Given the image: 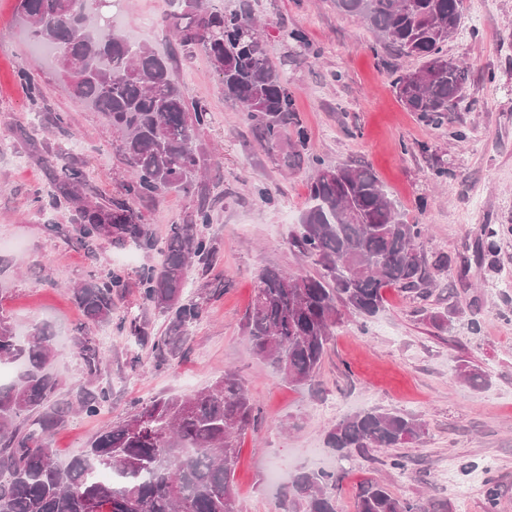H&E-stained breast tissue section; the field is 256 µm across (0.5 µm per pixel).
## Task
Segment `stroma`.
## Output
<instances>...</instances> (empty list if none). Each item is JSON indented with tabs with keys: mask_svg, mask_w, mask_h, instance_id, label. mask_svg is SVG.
I'll list each match as a JSON object with an SVG mask.
<instances>
[{
	"mask_svg": "<svg viewBox=\"0 0 512 512\" xmlns=\"http://www.w3.org/2000/svg\"><path fill=\"white\" fill-rule=\"evenodd\" d=\"M260 18L270 59L294 100V118L309 133L307 146L285 135L262 145L201 50L182 51L161 25L170 0H123L125 27H140L139 43L169 55L189 100L207 107L210 123L194 146L218 159L202 188L171 191L134 206L153 241L139 246L102 239L76 240V205L53 199L55 172L46 156L66 152L69 167L86 179L85 201L119 196L126 165L101 113L71 96L53 62L36 50L17 13V0H0V314L17 334L46 323L56 332L53 368L60 398L82 387L109 390L93 416L73 415L52 438L60 464L79 456L89 440L109 430L143 401L190 395L234 370L259 406L257 423L240 438L235 492L240 512H279L284 486L298 472L328 464L341 481L338 512H355L354 496L368 481L398 497L433 501L435 512H485L487 482L499 490L497 512H512V0H466L450 58L470 72L465 107L441 125L421 119L399 101L390 68L418 69L395 59L373 33L338 12L332 0H247ZM301 29L310 54L295 56L283 29ZM28 68L43 90L32 97L17 77ZM465 138H458V131ZM330 166L373 168L402 219L423 224L427 256L448 258L427 299L389 289L372 318L342 310L315 386H295L257 358L245 331V313L261 271L315 274L288 247L309 206L310 159ZM295 164L285 167L284 157ZM448 171L436 178L437 168ZM212 215L218 247L209 272L192 268L186 296L203 302L186 355L156 365L151 337L164 335L163 316L139 297V273L157 265L171 225L199 204ZM498 232L487 253L480 229ZM124 272L111 325L86 323L72 287ZM447 313L450 330L428 322ZM137 321L148 340L129 332ZM91 337L103 358L88 378L74 340ZM482 372L487 385L460 379L461 366ZM377 407L421 419L425 434L398 452L371 449L337 460L326 432L346 415ZM408 461L391 468L392 455Z\"/></svg>",
	"mask_w": 512,
	"mask_h": 512,
	"instance_id": "stroma-1",
	"label": "stroma"
}]
</instances>
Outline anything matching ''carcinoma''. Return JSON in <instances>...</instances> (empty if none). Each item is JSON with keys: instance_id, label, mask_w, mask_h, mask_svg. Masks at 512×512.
I'll return each mask as SVG.
<instances>
[{"instance_id": "1", "label": "carcinoma", "mask_w": 512, "mask_h": 512, "mask_svg": "<svg viewBox=\"0 0 512 512\" xmlns=\"http://www.w3.org/2000/svg\"><path fill=\"white\" fill-rule=\"evenodd\" d=\"M336 10L372 29L399 57L421 62L416 80L391 71L392 84L411 112L439 124L465 97L469 71L448 63L444 46L458 31L461 0H334ZM32 40L57 52L56 63L76 102L105 114L128 167L122 196L81 209L75 233L83 242H147L132 203L186 191L201 183L205 159L195 131L210 112L191 102L164 57L133 44L106 16L90 25L76 0H18ZM178 45L203 50L221 77L224 97L243 108L258 138L274 146L286 133L293 103L277 67L268 58L257 21L243 4L233 11L209 0H177L164 18ZM54 191L71 199L81 174L58 156ZM311 206L288 246L320 267L316 276L267 268L246 313L254 353L296 385L315 380L332 329L347 308L368 319L395 288L409 297L430 292L435 272L420 249L423 224L400 219L382 182L368 166L332 168L311 161ZM211 214L200 205L185 224H173L160 266L140 274L142 302L167 320L166 335L153 343L156 362L171 363L186 352L190 328L203 304L185 297L193 265L210 270L217 254L207 234ZM126 287L121 272L73 289L71 298L88 323H112L114 298ZM55 331L36 324L17 336L0 316V366L19 374L0 383V512H239L233 488L240 435L257 421L258 407L232 372L189 396L153 398L92 439L82 455L61 466L51 449L55 431L78 411L96 414L109 399L104 388L80 392L75 401H55L59 388L50 370ZM87 374L97 372L99 351L89 336L75 342ZM424 433L416 417L376 409L355 412L326 434L342 457L370 448H399ZM339 477L324 469L297 474L283 492L286 512H336ZM356 512H433L429 501L391 494L379 482L362 485Z\"/></svg>"}]
</instances>
